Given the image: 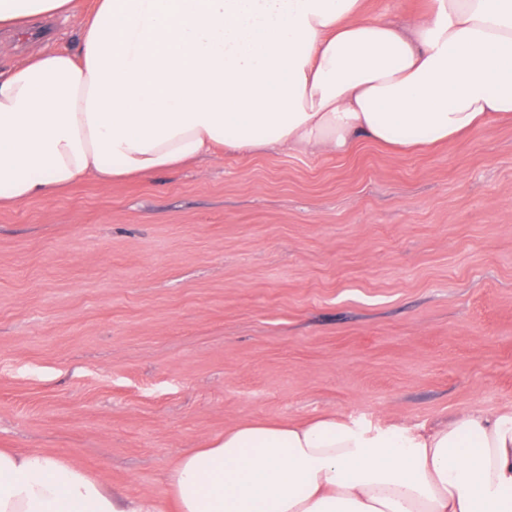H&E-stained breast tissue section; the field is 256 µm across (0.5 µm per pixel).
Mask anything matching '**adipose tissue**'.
Returning <instances> with one entry per match:
<instances>
[{
  "label": "adipose tissue",
  "mask_w": 512,
  "mask_h": 512,
  "mask_svg": "<svg viewBox=\"0 0 512 512\" xmlns=\"http://www.w3.org/2000/svg\"><path fill=\"white\" fill-rule=\"evenodd\" d=\"M74 20L77 51L0 72V202L102 186L223 149L397 152L512 122V0H0V30ZM167 499L0 448V512H512V409L430 428L325 414L246 421L180 456ZM367 8L374 13L402 16L413 19L425 8V0H366Z\"/></svg>",
  "instance_id": "obj_1"
}]
</instances>
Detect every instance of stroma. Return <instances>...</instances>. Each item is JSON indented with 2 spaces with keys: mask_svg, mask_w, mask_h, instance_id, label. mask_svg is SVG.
<instances>
[{
  "mask_svg": "<svg viewBox=\"0 0 512 512\" xmlns=\"http://www.w3.org/2000/svg\"><path fill=\"white\" fill-rule=\"evenodd\" d=\"M0 33V68L75 42ZM512 408V124L218 153L0 208V448L165 497L225 427Z\"/></svg>",
  "mask_w": 512,
  "mask_h": 512,
  "instance_id": "35a3bbf8",
  "label": "stroma"
}]
</instances>
